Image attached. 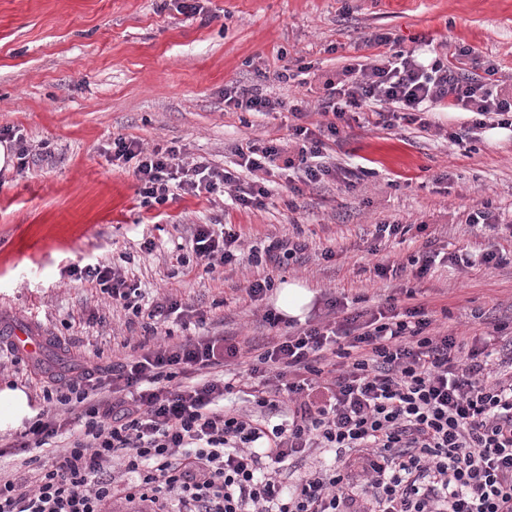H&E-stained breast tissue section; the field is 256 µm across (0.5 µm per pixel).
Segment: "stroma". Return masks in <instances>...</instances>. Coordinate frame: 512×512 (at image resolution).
<instances>
[{
    "mask_svg": "<svg viewBox=\"0 0 512 512\" xmlns=\"http://www.w3.org/2000/svg\"><path fill=\"white\" fill-rule=\"evenodd\" d=\"M198 14L162 0H0V131L22 135L34 157L26 170H0V325L37 321L52 343L41 368L0 349V390L21 389L32 410L44 406L42 370L66 375L70 361L102 372L142 340L141 323L105 311L104 297L74 281L73 265L111 263L138 280L149 298L172 295L216 336L265 343L262 320L274 295L251 302L249 281L297 280L314 294L311 318L325 300L362 299L365 308L407 291L439 328L481 335L512 320V137L477 136L459 147L401 123L368 124L350 112L325 154L337 165L365 168L355 186L329 180L291 193L271 174L264 209L225 205L222 194L175 192L144 205L131 168L112 165V138L144 148H180L187 158L233 169L235 146L287 141L294 122L323 123L322 83L376 32L398 48L427 53L429 41L472 47L512 84V0H199ZM310 63L304 84L278 82L281 66ZM237 83L272 97L301 99V119L287 112H235L224 87ZM487 207L493 223L470 224ZM233 225L245 247L275 238L305 240L287 269L244 263L204 273L189 242L195 225ZM379 224H403L400 239L379 240ZM155 243L152 254L140 243ZM505 251L502 266L435 262L421 278L378 279L375 260L407 262L440 247L480 256ZM332 260H325L326 251ZM106 322L97 325V312Z\"/></svg>",
    "mask_w": 512,
    "mask_h": 512,
    "instance_id": "stroma-1",
    "label": "stroma"
}]
</instances>
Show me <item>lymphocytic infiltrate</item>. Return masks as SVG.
<instances>
[{
	"mask_svg": "<svg viewBox=\"0 0 512 512\" xmlns=\"http://www.w3.org/2000/svg\"><path fill=\"white\" fill-rule=\"evenodd\" d=\"M364 46L323 82L326 124L292 126L289 147L248 141L234 150L239 167L288 171L306 186L339 176L353 185L362 171L329 163L324 150L346 113L367 107L382 128L416 123L457 145L486 128L512 129V88L496 83V67L480 75L462 67L472 48L424 63L415 50L393 49L386 33ZM432 105L471 113L466 133L433 125ZM224 106L303 113L299 100L236 84L225 85ZM112 159L132 165L147 205L167 203L175 189L225 193L249 210L271 196L265 182L185 160L173 146L148 151L120 135ZM305 249L278 239L248 255L224 224L197 225L192 238L208 274L244 256L280 268ZM71 273L146 319L154 344L107 375L46 377V406L15 441L24 474L0 472V512H107L116 499L124 512H512V371L501 368L497 336L432 331L421 304L348 314L332 298L330 316L343 313L342 322L329 316L286 331L257 353L224 336L175 339L168 323L181 302L143 305L140 283L108 263ZM245 356L247 373L232 372ZM242 391L250 407L228 405ZM318 450L361 452L360 475L337 463L298 472Z\"/></svg>",
	"mask_w": 512,
	"mask_h": 512,
	"instance_id": "f902f5d3",
	"label": "lymphocytic infiltrate"
}]
</instances>
